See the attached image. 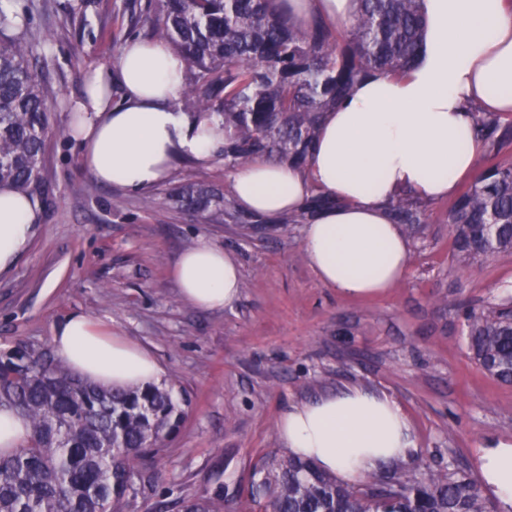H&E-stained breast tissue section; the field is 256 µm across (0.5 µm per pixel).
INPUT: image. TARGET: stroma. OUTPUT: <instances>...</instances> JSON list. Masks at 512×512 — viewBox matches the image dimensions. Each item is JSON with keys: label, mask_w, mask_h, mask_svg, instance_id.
<instances>
[{"label": "stroma", "mask_w": 512, "mask_h": 512, "mask_svg": "<svg viewBox=\"0 0 512 512\" xmlns=\"http://www.w3.org/2000/svg\"><path fill=\"white\" fill-rule=\"evenodd\" d=\"M26 15L50 89L42 158L41 225L10 275L0 277V353L52 355L67 314L98 318L147 348L185 411L179 431L142 461L144 491L124 512H178L187 498L225 490L229 512H263L248 499L256 466L286 456L275 423L290 405L347 382L386 390L410 417L417 462L478 478V448L512 441V384L471 362L462 311L512 298V253L457 261L451 200L426 206L409 234L404 278L380 297L346 298L322 284L302 248V223L248 232L182 210L179 191L228 186L222 163L180 160L143 193L99 183L70 134L71 105L88 76L113 68L120 46L148 38L147 0H13ZM207 239L238 260L239 299L218 311L183 301L170 275L182 251ZM448 308H441V300Z\"/></svg>", "instance_id": "obj_1"}]
</instances>
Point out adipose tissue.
<instances>
[{"mask_svg": "<svg viewBox=\"0 0 512 512\" xmlns=\"http://www.w3.org/2000/svg\"><path fill=\"white\" fill-rule=\"evenodd\" d=\"M304 25L327 16L350 23L356 0H290ZM420 48L402 75L375 73L327 112L304 167L259 161L229 175L243 211L298 212L315 192L337 198L303 229V251L321 283L342 296L385 292L404 277L409 245L388 203L401 194L434 202L472 179L485 152L473 109L512 112V0H420ZM184 63L167 42L137 37L114 70L93 73L75 105L72 135L100 183L140 192L166 181L177 160L215 159L224 132L185 110ZM40 212L35 198L0 186V274L28 251ZM172 277L180 297L218 310L240 295L241 268L223 247L202 239L183 251ZM55 355L88 383L131 388L161 383L164 370L138 343L81 312L52 329ZM289 455L354 482L393 462L412 461L413 424L386 392L349 385L286 408L277 422ZM476 466L501 512H512V444L479 448Z\"/></svg>", "mask_w": 512, "mask_h": 512, "instance_id": "obj_1", "label": "adipose tissue"}]
</instances>
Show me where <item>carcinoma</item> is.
<instances>
[{
  "label": "carcinoma",
  "instance_id": "carcinoma-1",
  "mask_svg": "<svg viewBox=\"0 0 512 512\" xmlns=\"http://www.w3.org/2000/svg\"><path fill=\"white\" fill-rule=\"evenodd\" d=\"M273 0H149L152 36L173 45L187 66L186 108L224 130L217 154L231 172L257 160L301 168L323 116L375 72L402 73L420 45V0H358L353 21L289 22L288 4ZM26 19L0 7V185L29 196L45 193L41 162L50 132L49 96L37 68ZM483 139H512V123L474 110ZM208 220L256 227L266 218L233 213L216 186L199 183L177 196ZM313 193L302 216L334 207ZM396 224L424 223L421 202L390 201ZM453 247L464 259L512 251V165L491 164L465 187L448 213ZM473 361L512 383V314L464 313ZM30 421L27 443L0 457V512H121L137 493L145 454L161 446L184 418L171 390L149 384L108 390L78 380L62 362L24 347L0 355V404ZM252 502L267 512H495L478 483L429 465L410 472L398 464L359 484L341 482L298 457H272L255 471ZM219 493L184 499L180 512H224Z\"/></svg>",
  "mask_w": 512,
  "mask_h": 512
}]
</instances>
